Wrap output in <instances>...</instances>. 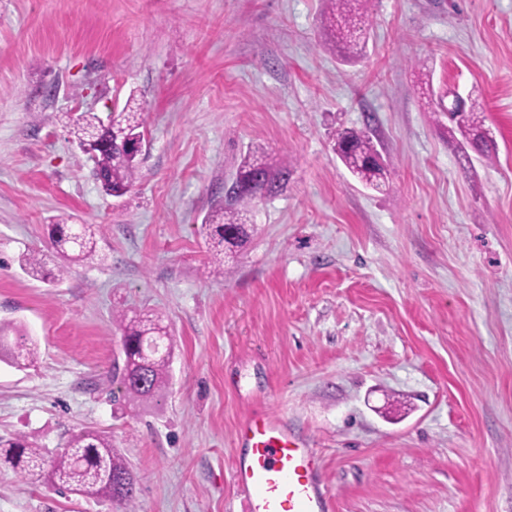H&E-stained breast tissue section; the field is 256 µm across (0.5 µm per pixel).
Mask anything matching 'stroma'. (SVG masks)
Listing matches in <instances>:
<instances>
[{
    "mask_svg": "<svg viewBox=\"0 0 512 512\" xmlns=\"http://www.w3.org/2000/svg\"><path fill=\"white\" fill-rule=\"evenodd\" d=\"M323 0H0V321L36 342L0 362V437L49 453L92 428L134 504L0 464V512H242L237 429L277 415L316 450L333 512H512V0H372L364 54L322 43ZM478 97L493 160L437 104ZM137 95L138 177L106 195L70 132ZM371 128L390 186L333 151ZM287 158L250 238L208 273L204 217L251 147ZM95 255L48 282L49 225ZM172 338L162 398L127 401L116 313Z\"/></svg>",
    "mask_w": 512,
    "mask_h": 512,
    "instance_id": "obj_1",
    "label": "stroma"
}]
</instances>
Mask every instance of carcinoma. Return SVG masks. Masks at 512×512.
<instances>
[{
	"label": "carcinoma",
	"instance_id": "cac0c4a2",
	"mask_svg": "<svg viewBox=\"0 0 512 512\" xmlns=\"http://www.w3.org/2000/svg\"><path fill=\"white\" fill-rule=\"evenodd\" d=\"M369 0H326L322 21L323 29L339 53L356 57L366 48V37L371 26ZM448 122L454 125L480 156L489 159L495 147L490 131L484 127V110L476 99H469L467 107L459 112L453 101H448ZM145 117L135 99L127 101L120 112H114L108 122H101L87 113L72 122V130L79 144L93 136L139 137L144 134ZM335 150L349 172L362 184L380 189L388 182V165L381 157L369 131L342 128L335 133ZM138 153L124 145L114 144L108 150L97 151L89 158L93 161L96 179L105 194L112 197L125 195L137 179ZM241 188L215 205L204 227L215 240V254L210 272L224 274V246L238 247L248 238L245 226L251 223L252 204L255 200L282 191L288 185V162L274 160L262 147H254L237 169ZM49 236L56 253L68 263H79L91 258L96 251L94 233L81 226L49 225ZM23 269L42 279L52 275L46 262L36 254L22 259ZM122 351L125 373L118 379L119 389L131 401L147 402L162 396L168 382L170 352L148 353V343L159 339L165 327L160 319L151 315L126 320ZM17 336L10 344L0 335V352L19 368L34 363L36 354L32 340L19 326ZM0 460L15 469L32 475L45 476L59 490H68L88 498L116 499L130 503L137 492V476L132 467L112 448L111 439L104 433L85 429L70 437L66 448L49 462L44 470L46 454L23 438L0 440Z\"/></svg>",
	"mask_w": 512,
	"mask_h": 512
}]
</instances>
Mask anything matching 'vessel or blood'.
Segmentation results:
<instances>
[{
    "instance_id": "1",
    "label": "vessel or blood",
    "mask_w": 512,
    "mask_h": 512,
    "mask_svg": "<svg viewBox=\"0 0 512 512\" xmlns=\"http://www.w3.org/2000/svg\"><path fill=\"white\" fill-rule=\"evenodd\" d=\"M237 437L247 455L235 465L232 480L245 494L244 512H331L313 449L276 415H249Z\"/></svg>"
}]
</instances>
